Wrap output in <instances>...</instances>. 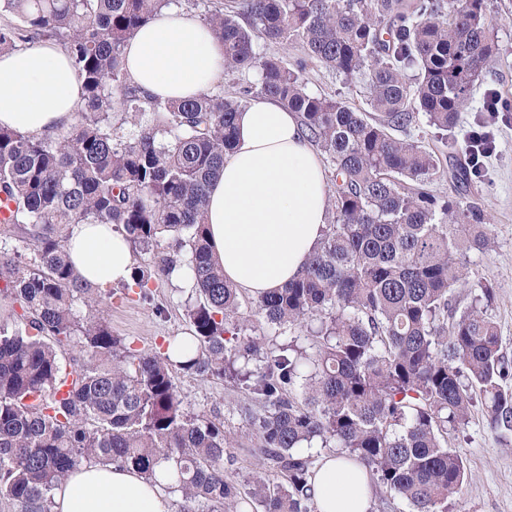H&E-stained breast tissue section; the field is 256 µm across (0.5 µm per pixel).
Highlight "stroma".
<instances>
[{
    "label": "stroma",
    "mask_w": 512,
    "mask_h": 512,
    "mask_svg": "<svg viewBox=\"0 0 512 512\" xmlns=\"http://www.w3.org/2000/svg\"><path fill=\"white\" fill-rule=\"evenodd\" d=\"M487 13L498 44L497 58L477 81L455 135L463 137L475 122H492L496 149L485 159L482 175L473 178L464 198L465 204L482 210L490 244L483 251L469 253L467 265L472 281H488L495 286L496 297L488 313L498 327L505 355L512 359V112L500 113L492 120L482 110L486 90H497L512 100V0H487ZM303 79L311 94L342 99L357 110L366 107L363 78L348 82L311 61ZM112 291L113 298H101L97 313L113 335L131 341L134 348L160 351L168 336L186 331L187 285L165 278L152 285L147 298L129 302L120 300L121 286H113ZM175 380L191 411L220 408L224 429L234 441L232 475L242 477L252 472L256 441L234 411L240 393L217 379L179 372ZM453 445L463 456L467 477L460 494L449 501L448 512H512V436L501 438L491 433L476 407Z\"/></svg>",
    "instance_id": "stroma-1"
}]
</instances>
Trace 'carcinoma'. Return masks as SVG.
I'll return each instance as SVG.
<instances>
[{
    "instance_id": "obj_1",
    "label": "carcinoma",
    "mask_w": 512,
    "mask_h": 512,
    "mask_svg": "<svg viewBox=\"0 0 512 512\" xmlns=\"http://www.w3.org/2000/svg\"><path fill=\"white\" fill-rule=\"evenodd\" d=\"M171 0H0V54L53 42L82 84L73 124L36 136L0 127V498L18 512H51L53 491L81 465H118L146 477L170 465L180 512H317L311 494L318 439L365 468L384 490L379 508L448 512L466 479L450 440L481 404L488 428L512 433V360L486 314L494 286L469 284L465 254L490 239L482 216L429 185L439 159L408 132L416 113L448 134L496 55L487 0H240L210 10L224 68L258 69L228 97L208 89L161 100L128 81L127 40ZM297 40L307 57L346 79L362 76L369 111L306 90L305 61L260 57L254 36ZM413 70V78L407 70ZM264 97L298 114L333 171L329 220L302 275L254 299L286 343L248 333L238 289L224 281L205 224L207 191L234 147L235 117ZM132 122L125 133L112 113ZM73 224H113L133 252L132 283L149 285L183 251L195 297L188 332L161 353L136 354L94 314L96 289L72 268ZM17 237L29 254L6 246ZM88 307L78 309V302ZM77 352L69 373L63 362ZM216 377L237 405L259 460L231 478L233 445L219 409L185 408L175 371Z\"/></svg>"
}]
</instances>
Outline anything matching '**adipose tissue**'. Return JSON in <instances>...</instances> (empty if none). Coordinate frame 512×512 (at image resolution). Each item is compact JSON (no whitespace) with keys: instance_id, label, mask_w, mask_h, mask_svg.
Masks as SVG:
<instances>
[{"instance_id":"adipose-tissue-1","label":"adipose tissue","mask_w":512,"mask_h":512,"mask_svg":"<svg viewBox=\"0 0 512 512\" xmlns=\"http://www.w3.org/2000/svg\"><path fill=\"white\" fill-rule=\"evenodd\" d=\"M129 77L160 99H189L224 70V52L210 27L167 8L124 49ZM82 95L67 53L53 43L0 55V126L44 135L68 128ZM329 177L296 113L254 98L236 120L232 151L212 181L207 237L226 281L252 296L299 277L328 222ZM68 252L77 273L106 289L131 280L133 255L111 224H75ZM166 469L137 472L84 465L56 489L52 512H172ZM313 494L318 512H368L365 471L343 459H321Z\"/></svg>"}]
</instances>
